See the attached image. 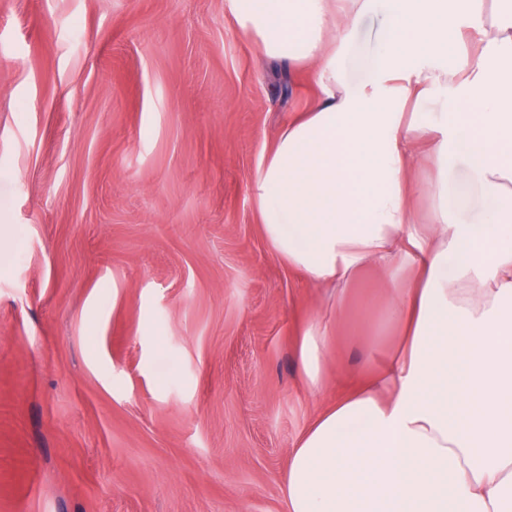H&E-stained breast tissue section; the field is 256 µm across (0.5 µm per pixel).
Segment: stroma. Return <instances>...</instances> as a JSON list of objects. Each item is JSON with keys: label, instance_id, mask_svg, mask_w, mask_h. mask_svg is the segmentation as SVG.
Wrapping results in <instances>:
<instances>
[{"label": "stroma", "instance_id": "obj_1", "mask_svg": "<svg viewBox=\"0 0 512 512\" xmlns=\"http://www.w3.org/2000/svg\"><path fill=\"white\" fill-rule=\"evenodd\" d=\"M313 96L231 0H0V512H286L295 443L396 354L411 276L318 286L264 239L254 173ZM329 341L328 329L317 325L310 326L303 336L300 356L307 386L313 393L322 387L324 350Z\"/></svg>", "mask_w": 512, "mask_h": 512}]
</instances>
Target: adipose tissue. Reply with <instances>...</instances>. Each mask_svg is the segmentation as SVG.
<instances>
[{
	"label": "adipose tissue",
	"mask_w": 512,
	"mask_h": 512,
	"mask_svg": "<svg viewBox=\"0 0 512 512\" xmlns=\"http://www.w3.org/2000/svg\"><path fill=\"white\" fill-rule=\"evenodd\" d=\"M260 54L318 94L252 182L264 236L315 284L409 260L387 316L402 356L323 410L295 444L287 512H512V0H388L366 75L336 65L373 0H232ZM435 171L411 221L415 142ZM463 162L477 194L448 193ZM483 209L469 214L475 203ZM326 328L300 348L323 383Z\"/></svg>",
	"instance_id": "obj_1"
}]
</instances>
